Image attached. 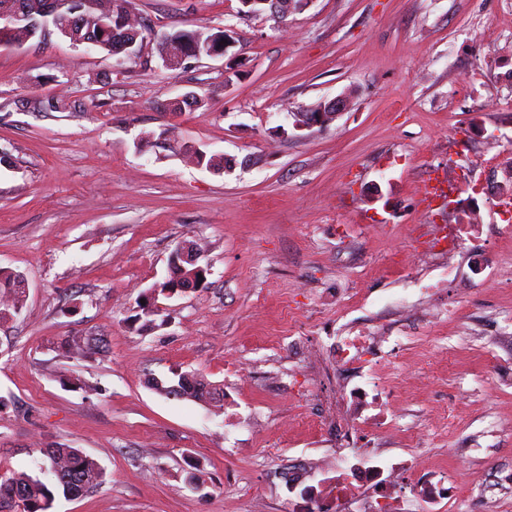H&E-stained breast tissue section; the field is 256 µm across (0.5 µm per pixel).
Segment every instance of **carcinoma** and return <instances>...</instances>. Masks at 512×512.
<instances>
[{"label":"carcinoma","mask_w":512,"mask_h":512,"mask_svg":"<svg viewBox=\"0 0 512 512\" xmlns=\"http://www.w3.org/2000/svg\"><path fill=\"white\" fill-rule=\"evenodd\" d=\"M113 0H94V6L84 8L77 14L76 32L81 37H95L100 49L118 55L126 52L116 35H125L129 41H138L144 26L139 17L127 10L122 17L123 25L116 26L117 15L112 13ZM164 40L172 45L174 55L185 58L199 57L217 43V34L202 37L194 31L180 29L163 34ZM171 275L159 284L155 291L174 292L193 283H205L207 267L190 264L179 259L172 252L169 260ZM26 286L23 277L0 268V324L3 325L19 314L24 306ZM154 388L165 395L191 399L207 404L224 401V390L197 372H175L168 381L157 380ZM46 458L45 469L52 474L53 482L48 484L37 476L26 472H13L0 477V506L16 505L21 512H50L51 502L59 495L66 499L88 495L102 484L104 469L93 458L78 448L55 444L40 449Z\"/></svg>","instance_id":"carcinoma-1"}]
</instances>
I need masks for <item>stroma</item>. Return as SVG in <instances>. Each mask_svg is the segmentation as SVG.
Listing matches in <instances>:
<instances>
[{"instance_id": "obj_1", "label": "stroma", "mask_w": 512, "mask_h": 512, "mask_svg": "<svg viewBox=\"0 0 512 512\" xmlns=\"http://www.w3.org/2000/svg\"><path fill=\"white\" fill-rule=\"evenodd\" d=\"M132 6L149 23L132 54L57 32L0 46V267L26 283L0 328V474H40L41 448L65 443L106 477L51 512H288L289 458L323 445L309 377L288 385V339L327 348L353 322L399 341L378 367L393 427L377 447L462 469L456 512H512L489 482L512 470V282H475L467 250L449 270L400 261L440 221L424 180L469 147L451 126L512 113L511 83L478 99L462 85L486 41L512 46V0H312L283 22L239 0ZM178 29L235 45L171 71L157 47ZM190 91L202 107L182 105ZM344 93L349 110L295 129ZM194 147L230 169L198 166ZM486 222L478 253L511 265L512 223ZM184 241L206 284L146 320ZM429 285L447 313L401 318L394 300ZM74 336L103 347L71 353ZM177 370L223 387L227 408L149 386Z\"/></svg>"}]
</instances>
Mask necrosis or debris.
I'll return each mask as SVG.
<instances>
[{
	"mask_svg": "<svg viewBox=\"0 0 512 512\" xmlns=\"http://www.w3.org/2000/svg\"><path fill=\"white\" fill-rule=\"evenodd\" d=\"M472 138L481 150L477 157L455 164L448 193V214L456 223L448 240L449 252L456 253L478 238L480 227L458 223L460 214L477 218L492 211L500 220H512V155L498 151L496 136L484 126L471 125ZM491 172L492 181L481 182L480 172ZM377 343L366 330L336 339L333 357L337 372L359 377V385L340 387L330 404L327 425L335 426L337 439L356 445L370 428L386 432L392 425L381 406L387 396V382L373 369ZM462 478L454 471L425 473L420 456L392 463L375 448L351 455L324 451L315 459L301 460L290 467L285 479L290 512H355V504L369 501L372 512H413L423 504L427 512L452 504Z\"/></svg>",
	"mask_w": 512,
	"mask_h": 512,
	"instance_id": "necrosis-or-debris-1",
	"label": "necrosis or debris"
}]
</instances>
